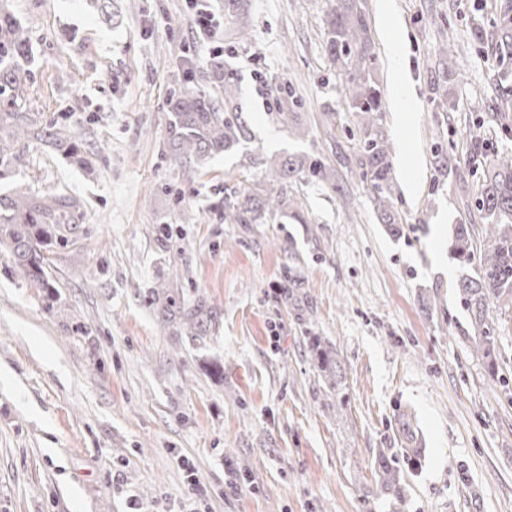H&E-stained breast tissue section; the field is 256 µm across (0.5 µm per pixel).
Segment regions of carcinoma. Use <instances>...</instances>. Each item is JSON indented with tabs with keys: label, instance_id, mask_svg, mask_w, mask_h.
Here are the masks:
<instances>
[{
	"label": "carcinoma",
	"instance_id": "cac0c4a2",
	"mask_svg": "<svg viewBox=\"0 0 512 512\" xmlns=\"http://www.w3.org/2000/svg\"><path fill=\"white\" fill-rule=\"evenodd\" d=\"M362 6L363 0H328L327 51L342 76L343 100L358 116L360 163L370 181L379 220L397 237L402 233V220L394 207V147L381 123L382 100L371 73L374 54ZM475 36L490 44L512 40V18L505 16L492 30L478 31ZM28 52L27 30L15 23L4 0H0V177L18 173L24 164V149L31 141L52 145L82 170L93 172L91 161L67 126H42L32 118L27 105ZM173 54L180 59L181 72L173 75L167 98L170 118L164 158L190 183L203 161L230 150L245 137V126L232 118L237 110L238 83L233 73L224 70V61L217 59L211 65L210 78L217 91L214 97L195 83V62L183 46L174 47ZM461 66L451 44H441L438 68L442 76L458 72ZM271 92L286 93L280 101L279 116L291 134L299 139L309 137V128L296 117L298 100L293 91L286 92L275 84ZM475 128L471 141L475 148L486 152L487 164L478 201L485 220L484 238L479 248H474L470 225L457 224L450 253L461 267L471 270L461 276L458 293L477 333L475 348L493 374L498 350L489 324L490 305L504 300L512 303V152L490 146L482 132L483 124L477 123ZM268 163L277 172L275 178L224 196V223L268 224L298 211L302 202L288 194V185L304 175L335 191L339 189L336 168L318 157H274ZM73 207L75 204L57 195L33 197L21 186L0 197V244L11 248L16 264L38 288H50L47 252L55 244H69L77 230V225L70 223ZM148 302L156 307L159 325L165 330L175 327L190 336H206L215 320L202 301L185 300L177 288L162 293L154 290ZM308 341L320 370L337 376V360L321 346L320 338L310 336ZM377 463L385 489L397 486L398 474L385 456H379Z\"/></svg>",
	"mask_w": 512,
	"mask_h": 512
}]
</instances>
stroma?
<instances>
[{"mask_svg": "<svg viewBox=\"0 0 512 512\" xmlns=\"http://www.w3.org/2000/svg\"><path fill=\"white\" fill-rule=\"evenodd\" d=\"M9 5L30 36L32 115L74 128L95 173L33 143L17 177L0 181L4 192L20 182L78 202V236L53 249L50 290L0 248V512H512V312L491 314L499 356L489 372L448 249L454 225L482 237L487 165L472 150L473 125L494 148H512L495 112L512 97V46L474 37L476 25L511 16L512 0H365L394 144L397 237L374 211L358 119L327 54L325 0ZM202 10L217 25L209 42L194 28ZM391 35L407 67L405 113ZM446 40L464 67L442 112L432 86ZM177 43L200 87L223 59L247 127L191 183L163 156ZM277 83L292 87L309 138L279 120ZM440 147L456 174L436 171ZM291 154L333 162L343 193L299 181L289 191L304 223H225V194L268 178L265 159ZM172 279L213 311L205 338L159 329L147 294ZM309 335L335 352L340 386L321 376ZM381 455L397 492L380 485ZM237 463L246 476H232ZM388 44L391 48L390 58H389V66L394 76V86L395 92L398 97L401 98L400 92L406 93V88L404 85V65H403V57L400 53V50L392 36H388L387 38Z\"/></svg>", "mask_w": 512, "mask_h": 512, "instance_id": "stroma-1", "label": "stroma"}]
</instances>
